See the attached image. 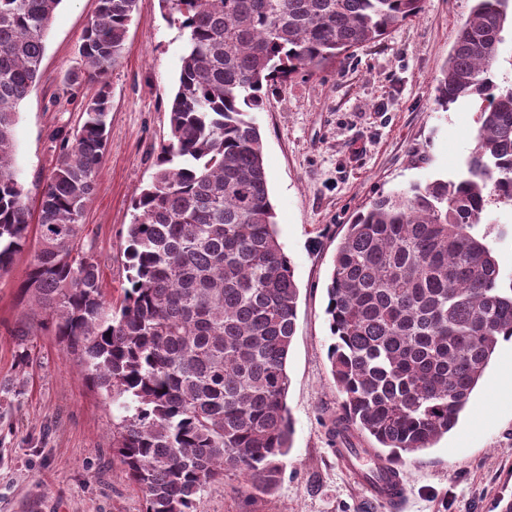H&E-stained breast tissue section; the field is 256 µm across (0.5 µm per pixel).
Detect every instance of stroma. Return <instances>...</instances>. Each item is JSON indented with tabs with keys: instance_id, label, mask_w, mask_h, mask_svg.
Wrapping results in <instances>:
<instances>
[{
	"instance_id": "stroma-1",
	"label": "stroma",
	"mask_w": 512,
	"mask_h": 512,
	"mask_svg": "<svg viewBox=\"0 0 512 512\" xmlns=\"http://www.w3.org/2000/svg\"><path fill=\"white\" fill-rule=\"evenodd\" d=\"M475 0H423L416 17L383 40L311 76L295 75L265 95L257 112L278 238L300 289L289 350L287 404L293 444L275 488L252 491L236 475L208 486L196 512H388L370 499L329 440L341 411L328 348L326 286L336 246L354 215L415 182L450 179L474 147L475 114L459 102L437 110L434 87ZM96 0H62L48 34L41 76L20 104L15 166L37 205L55 165L53 130L75 129L100 89L110 94L108 147L84 222L102 284L117 299L126 284L125 236L133 202L156 170L169 130V100L187 33L160 0H138L121 62L104 83L68 85L81 66L80 38ZM481 225L503 271H512V206L490 202ZM34 257L18 255L0 276V512H143L141 491L112 454V408L78 375L77 363L42 330L19 284ZM499 343L471 396L472 409L432 448L402 456L398 512H492L512 493V410L477 419L494 395Z\"/></svg>"
}]
</instances>
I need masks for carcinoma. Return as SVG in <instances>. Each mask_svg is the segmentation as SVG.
Returning <instances> with one entry per match:
<instances>
[{
    "mask_svg": "<svg viewBox=\"0 0 512 512\" xmlns=\"http://www.w3.org/2000/svg\"><path fill=\"white\" fill-rule=\"evenodd\" d=\"M138 0H98L83 68L119 64ZM189 31L169 139L127 226L117 303L85 244L110 101L57 129L37 224L12 162L18 107L34 86L61 0H0V275L36 241L20 284L82 379L122 411L112 447L145 512H196L227 473L270 492L291 448L289 348L299 288L278 240L263 140L264 87L313 74L415 17L423 0H161ZM436 86L437 105L479 103L475 145L451 180L381 195L336 246L327 284L330 371L342 395L331 437L356 429L388 461L457 424L512 337V274L480 233L489 199L512 206V87L495 82L512 0H475Z\"/></svg>",
    "mask_w": 512,
    "mask_h": 512,
    "instance_id": "obj_1",
    "label": "carcinoma"
}]
</instances>
